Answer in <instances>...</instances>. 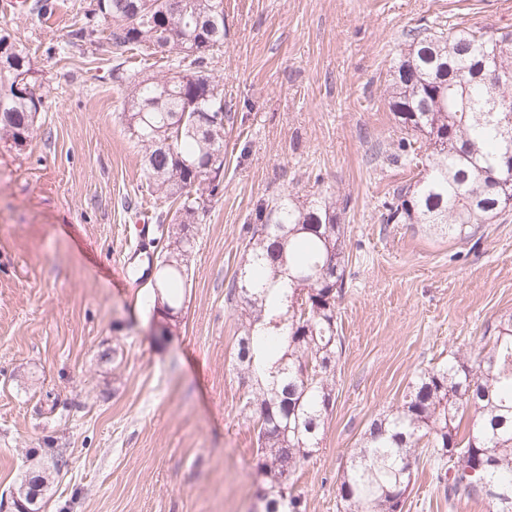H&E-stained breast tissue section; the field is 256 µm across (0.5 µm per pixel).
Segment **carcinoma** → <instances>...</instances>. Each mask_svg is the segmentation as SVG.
Listing matches in <instances>:
<instances>
[{
  "label": "carcinoma",
  "instance_id": "carcinoma-1",
  "mask_svg": "<svg viewBox=\"0 0 512 512\" xmlns=\"http://www.w3.org/2000/svg\"><path fill=\"white\" fill-rule=\"evenodd\" d=\"M163 0H93L68 47L109 39L167 66L139 77L122 64L112 82L126 87L129 137L143 150L150 185L170 200L152 217L164 243L152 284L165 327L182 311L196 224L224 190V136L236 113L224 108L213 73L224 44V0H183L167 17ZM386 86L400 137L388 155L413 173L384 201L386 223L427 224L467 240L480 225L512 212V175L500 160L512 147V30L455 22L404 34ZM31 54L0 26V141L23 147L43 111ZM347 202L322 194L261 199L241 235V260L225 301L238 321L235 370L242 410L253 421L257 471L266 476L262 512H305L288 480L319 449L336 402V362L344 336L337 302L346 285ZM475 352L416 373L402 402L374 418L351 450L338 487V512H403L401 496L421 465L432 467L448 506L487 499L512 512V313L488 323ZM477 419L462 425L469 409ZM68 459L58 452L44 475L23 478L22 512Z\"/></svg>",
  "mask_w": 512,
  "mask_h": 512
}]
</instances>
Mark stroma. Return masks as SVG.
Here are the masks:
<instances>
[{"label": "stroma", "mask_w": 512, "mask_h": 512, "mask_svg": "<svg viewBox=\"0 0 512 512\" xmlns=\"http://www.w3.org/2000/svg\"><path fill=\"white\" fill-rule=\"evenodd\" d=\"M29 2L18 13L0 0L45 101L23 150L0 143V512H19L27 469L55 448L69 466L40 512H254L263 479L224 297L257 200L315 189L348 202L345 344L333 412L293 482L306 512H337L370 421L400 404L417 371L512 313V217L483 225L476 246L382 219L385 191L410 177L386 158L399 137L386 80L404 32L447 18L512 27V0H224L230 33L214 69L237 121L164 336L148 301L160 248L129 231L166 202L146 186L111 76L119 62L163 68L115 48L103 26L93 46L66 47L89 0ZM404 512L491 507L448 505L424 468Z\"/></svg>", "instance_id": "stroma-1"}]
</instances>
